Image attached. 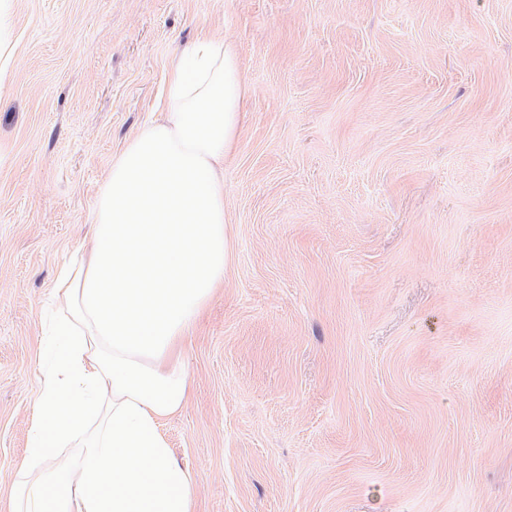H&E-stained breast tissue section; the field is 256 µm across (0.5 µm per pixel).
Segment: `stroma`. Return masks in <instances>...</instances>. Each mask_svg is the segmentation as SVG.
Segmentation results:
<instances>
[{
	"instance_id": "1",
	"label": "stroma",
	"mask_w": 512,
	"mask_h": 512,
	"mask_svg": "<svg viewBox=\"0 0 512 512\" xmlns=\"http://www.w3.org/2000/svg\"><path fill=\"white\" fill-rule=\"evenodd\" d=\"M0 512L43 313L201 30L237 51L224 284L163 421L195 512H512V0H9Z\"/></svg>"
}]
</instances>
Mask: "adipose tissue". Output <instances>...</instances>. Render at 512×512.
<instances>
[{"label": "adipose tissue", "instance_id": "obj_1", "mask_svg": "<svg viewBox=\"0 0 512 512\" xmlns=\"http://www.w3.org/2000/svg\"><path fill=\"white\" fill-rule=\"evenodd\" d=\"M245 102L235 49L201 33L171 64L160 118L114 158L93 247L51 293L61 315L9 512H193L161 423L189 400L181 346L224 279L222 171Z\"/></svg>", "mask_w": 512, "mask_h": 512}]
</instances>
